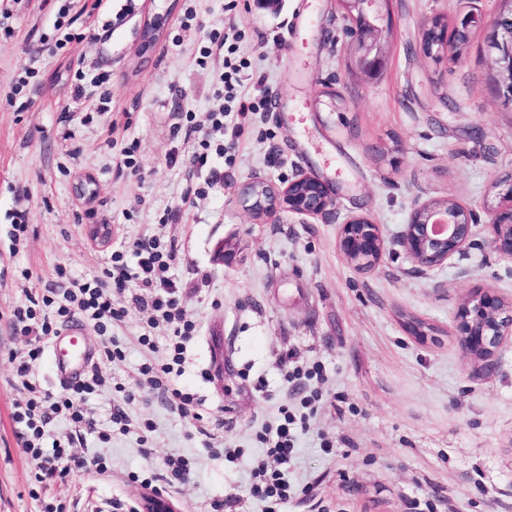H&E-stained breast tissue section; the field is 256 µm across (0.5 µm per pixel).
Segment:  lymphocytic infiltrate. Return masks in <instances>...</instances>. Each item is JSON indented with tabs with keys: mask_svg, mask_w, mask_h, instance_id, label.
Listing matches in <instances>:
<instances>
[{
	"mask_svg": "<svg viewBox=\"0 0 512 512\" xmlns=\"http://www.w3.org/2000/svg\"><path fill=\"white\" fill-rule=\"evenodd\" d=\"M245 39L243 32H225L214 29L207 33L206 43L200 50L201 58L212 53H223L224 105L213 126L227 133L223 144L217 145V154L233 158L239 140L244 133L236 123L237 114L261 112L270 108V101L252 98L247 84L251 62L241 52ZM176 261L173 245L162 243L155 237H143L132 247L113 250L110 264L101 275L74 283L63 290L49 289L41 294L29 295L25 302L16 305L11 322L16 333L27 337L28 348L19 356H13L14 383L18 397L14 404L13 421L26 452L39 462L34 475L38 487L47 481L65 480L71 471H95L105 475L108 466L104 458H88L77 453L72 443H57L51 454H44L42 441L51 422L58 417L70 421L77 441L94 436L107 441V424L119 426L128 432L129 419L122 408H114L108 423H100L88 414L85 404L90 395L105 386L106 380L99 372L85 374L78 382L65 386L62 393L45 390L34 376V367L40 360L45 345L58 336L63 326L79 319L100 333H107L112 325L125 321L128 311L119 306L116 299L130 295L131 301L149 315L150 330L139 341L149 356L139 368V387L158 391L185 416L193 415L197 405L194 394L180 388L183 374L186 344L198 333V326L188 317L181 297L169 271ZM139 285L138 293H130V285ZM165 328V345H158L152 331ZM298 425L291 413H283L274 426L268 427L262 441L264 456L252 468L251 494L264 501L265 512H279L281 504L288 500V465L294 448V432ZM136 430L140 442H147L154 430L151 422L138 424Z\"/></svg>",
	"mask_w": 512,
	"mask_h": 512,
	"instance_id": "obj_1",
	"label": "lymphocytic infiltrate"
}]
</instances>
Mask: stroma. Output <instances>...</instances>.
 <instances>
[{
	"mask_svg": "<svg viewBox=\"0 0 512 512\" xmlns=\"http://www.w3.org/2000/svg\"><path fill=\"white\" fill-rule=\"evenodd\" d=\"M108 0L104 14L124 12L103 30L79 15V38L47 57L60 0H6L8 33L0 32V512H41L32 498L37 462L15 435L17 392L11 356L27 337L14 334L11 311L27 294L61 287L56 266L86 280L106 267L113 244L144 236L173 242L171 274L183 307L199 326L188 346L183 384L201 399L200 419L181 416L148 388L126 403L131 422L151 421L147 445L136 433L90 439L79 453L106 456L101 481L71 472L48 497L63 512H114L138 505L141 478L162 473L173 453L194 461L178 512H264L249 493L251 470L264 455L259 437L280 407L305 416L288 467L290 498L282 512H512V344L495 371L479 375L460 349L454 316L470 295L492 290L512 302V263L471 248L441 269L417 268L393 248L374 269L357 270L338 244L352 216L394 237L418 206L453 199L473 209L483 238L490 208L503 201L501 177L512 174V104L489 79L492 30L472 28L456 60L437 64L417 53L426 21L447 23L468 12L486 19L499 0H392L389 59L383 77L347 75L345 20L336 0ZM163 27L143 47L145 19ZM93 28L94 38L84 37ZM245 31L241 50L256 77L253 96L273 108L239 121L244 134L234 163L190 159L212 132L224 57L198 64L206 32ZM33 71L28 86L19 80ZM88 82L89 104L73 97ZM191 113L200 130L173 133ZM140 142L138 175L117 167L128 139ZM326 182L335 199L324 216L279 213L254 221L239 187L262 177L283 187L299 176ZM92 180L97 193L76 192ZM27 230L14 236L13 210ZM112 227L109 245L92 228ZM236 258L217 262L218 242ZM128 316L112 330L123 361L104 356L92 327L81 339L103 376L135 384L147 352L138 337L148 315L120 298ZM434 327L421 343L401 312ZM321 367L322 381L286 382L293 368ZM312 397L303 408V397ZM206 428L212 448L197 433ZM239 449L234 460L223 451Z\"/></svg>",
	"mask_w": 512,
	"mask_h": 512,
	"instance_id": "1",
	"label": "stroma"
}]
</instances>
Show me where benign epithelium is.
<instances>
[{
  "label": "benign epithelium",
  "instance_id": "benign-epithelium-1",
  "mask_svg": "<svg viewBox=\"0 0 512 512\" xmlns=\"http://www.w3.org/2000/svg\"><path fill=\"white\" fill-rule=\"evenodd\" d=\"M343 10L350 39L345 62L349 76L367 81L379 80L387 67L384 44L391 0H337ZM483 18L469 13L455 27L469 31L481 24ZM493 29L490 42L492 55L491 78L498 94L512 100V27L503 29L495 19L485 22ZM508 183L509 204L489 211L485 244L499 258L512 262V176ZM308 190L298 195L297 184ZM239 196L253 218L269 220L278 211L319 216L334 205L329 187L316 177L301 176L284 188H277L266 179L256 177L242 186ZM472 210L463 206L458 210L416 208L399 235V246L418 268L433 270L448 259L463 252L473 242ZM339 246L343 254L361 269L374 266L386 250L385 238L379 225L365 217H351L341 225ZM455 336L462 351L487 373L495 370L503 346L512 343V303L494 291H483L468 298L457 308ZM140 512H177L171 500L156 494H145L140 501Z\"/></svg>",
  "mask_w": 512,
  "mask_h": 512
}]
</instances>
